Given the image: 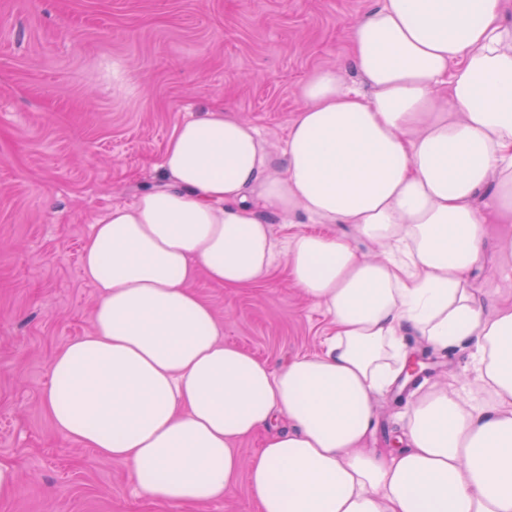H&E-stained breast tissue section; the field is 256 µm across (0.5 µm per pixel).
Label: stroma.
Segmentation results:
<instances>
[{
    "mask_svg": "<svg viewBox=\"0 0 512 512\" xmlns=\"http://www.w3.org/2000/svg\"><path fill=\"white\" fill-rule=\"evenodd\" d=\"M377 0H0V459L17 471L0 512H256L246 485L204 505L142 496L124 464L57 435L44 410L58 349L92 331L98 292L81 254L95 221L164 184L177 125L221 103L280 149L317 68L359 78L347 32ZM470 284L485 312L512 304V223L487 227ZM224 341L273 366L320 351L332 326L284 263L248 288L198 277ZM406 350L427 372L376 396L368 445L392 447L435 385L491 394L469 344Z\"/></svg>",
    "mask_w": 512,
    "mask_h": 512,
    "instance_id": "1",
    "label": "stroma"
}]
</instances>
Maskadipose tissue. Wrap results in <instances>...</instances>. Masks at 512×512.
I'll list each match as a JSON object with an SVG mask.
<instances>
[{"label": "adipose tissue", "instance_id": "ef3b65f1", "mask_svg": "<svg viewBox=\"0 0 512 512\" xmlns=\"http://www.w3.org/2000/svg\"><path fill=\"white\" fill-rule=\"evenodd\" d=\"M511 7L378 0L349 34L361 88L312 72L280 153L219 104L179 124L168 187L112 206L83 248L99 302L91 334L51 365L56 433L157 501L202 505L243 480L258 512H512V305L485 314L469 281L486 242L478 195L512 221ZM264 209L353 225L383 254L332 233L277 241ZM280 258L332 333L275 368L225 344L192 284L245 288ZM408 330L439 349L470 342L493 400L429 389L382 457L366 446L374 398L404 367Z\"/></svg>", "mask_w": 512, "mask_h": 512}]
</instances>
